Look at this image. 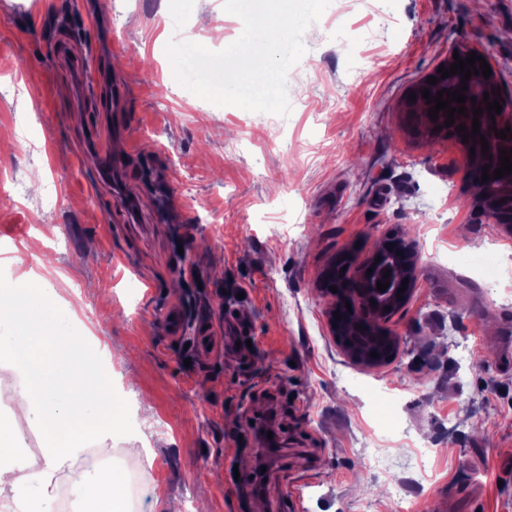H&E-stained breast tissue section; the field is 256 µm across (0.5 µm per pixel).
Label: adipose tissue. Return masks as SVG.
<instances>
[{
  "instance_id": "1",
  "label": "adipose tissue",
  "mask_w": 512,
  "mask_h": 512,
  "mask_svg": "<svg viewBox=\"0 0 512 512\" xmlns=\"http://www.w3.org/2000/svg\"><path fill=\"white\" fill-rule=\"evenodd\" d=\"M0 363L23 374L17 397L0 396V512H51L56 472L74 465L90 439L110 457L115 423L105 381L80 337L60 333L53 295L33 273L0 280ZM30 428L42 435V466L27 474L16 456ZM71 494L78 512H129L114 468L73 481Z\"/></svg>"
}]
</instances>
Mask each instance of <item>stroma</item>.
Here are the masks:
<instances>
[{
	"mask_svg": "<svg viewBox=\"0 0 512 512\" xmlns=\"http://www.w3.org/2000/svg\"><path fill=\"white\" fill-rule=\"evenodd\" d=\"M178 14L214 51L243 31L224 0H0V279L56 227L35 272L84 297L66 333L112 380L114 464L153 476L140 512H194L203 488L209 512H399V485L411 512H512V235L473 222L463 147L404 109L460 45L512 93V0H331L284 125L175 81ZM90 60L119 111H97ZM397 229L421 271L387 323L396 355L369 368L329 334L318 282ZM231 323L251 347L225 351Z\"/></svg>",
	"mask_w": 512,
	"mask_h": 512,
	"instance_id": "stroma-1",
	"label": "stroma"
}]
</instances>
